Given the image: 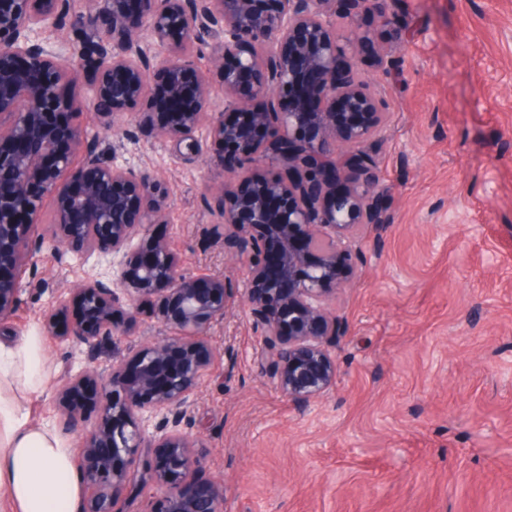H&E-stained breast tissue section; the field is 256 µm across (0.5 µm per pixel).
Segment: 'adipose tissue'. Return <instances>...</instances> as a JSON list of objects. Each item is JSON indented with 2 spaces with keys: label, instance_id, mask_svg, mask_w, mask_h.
<instances>
[{
  "label": "adipose tissue",
  "instance_id": "adipose-tissue-1",
  "mask_svg": "<svg viewBox=\"0 0 512 512\" xmlns=\"http://www.w3.org/2000/svg\"><path fill=\"white\" fill-rule=\"evenodd\" d=\"M44 339L36 329L0 343V493L13 512H76L81 480L74 450L47 425H35L18 392L45 380Z\"/></svg>",
  "mask_w": 512,
  "mask_h": 512
}]
</instances>
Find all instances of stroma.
<instances>
[{
  "label": "stroma",
  "mask_w": 512,
  "mask_h": 512,
  "mask_svg": "<svg viewBox=\"0 0 512 512\" xmlns=\"http://www.w3.org/2000/svg\"><path fill=\"white\" fill-rule=\"evenodd\" d=\"M394 10L390 28L362 19L370 39L359 57L390 114L367 145L389 221L361 231L357 277L337 301L349 331L336 388L306 413L256 374L263 333L213 235L215 171L135 136L129 117L104 134L84 119L89 135L115 144L118 163L146 166L168 187L157 231L183 271L208 270L231 290L209 332L228 355L187 406L224 512H512V0H395ZM381 50L390 71L373 65ZM107 266L97 254L58 262L44 243L20 281L17 333ZM170 334L146 320L118 347L93 351L47 337L32 422H51L70 356L102 369Z\"/></svg>",
  "instance_id": "1"
}]
</instances>
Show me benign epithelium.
<instances>
[{"instance_id": "7a95c632", "label": "benign epithelium", "mask_w": 512, "mask_h": 512, "mask_svg": "<svg viewBox=\"0 0 512 512\" xmlns=\"http://www.w3.org/2000/svg\"><path fill=\"white\" fill-rule=\"evenodd\" d=\"M0 0V332L20 306L19 278L49 239L57 258L109 257L107 281L73 289L69 335L92 351L131 336L141 316L176 335L146 343L103 370L70 361L58 380L55 421L80 436L90 496L78 512H117L143 478L160 488L148 512H223V487L189 481L204 444L183 428L187 405L216 349L228 288L206 270L181 271L167 239L170 193L147 168L117 163L115 147L88 138L91 112L104 130L132 115L149 136L200 153L229 173L211 187L224 256L246 281L245 303L264 331L253 358L295 410L327 396L348 326L334 301L356 275L365 224L384 219L377 165L366 143L387 112L356 65L368 41L358 18L392 23L393 0ZM347 20L338 28L333 17ZM69 24L78 47L47 42ZM217 32L224 39L213 43ZM211 48L210 68L196 57ZM224 108H213L216 92ZM55 204L54 223L41 214ZM142 244L134 246L136 238ZM69 301L44 310L57 335Z\"/></svg>"}]
</instances>
